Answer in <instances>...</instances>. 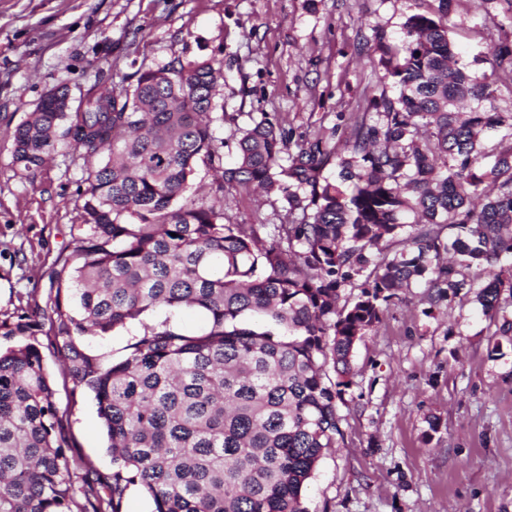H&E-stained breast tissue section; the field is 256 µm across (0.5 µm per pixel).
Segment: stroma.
I'll return each mask as SVG.
<instances>
[{
	"label": "stroma",
	"instance_id": "35a3bbf8",
	"mask_svg": "<svg viewBox=\"0 0 512 512\" xmlns=\"http://www.w3.org/2000/svg\"><path fill=\"white\" fill-rule=\"evenodd\" d=\"M435 0H0V320L45 304L50 270L76 245L83 161L58 146L38 166L19 167L15 128L50 90L72 97L94 83L121 91L140 64L217 59L224 79L215 124L232 161L234 128L268 116L293 139L336 124L385 84L364 38L398 43L407 17ZM450 36L463 61L512 41L502 8L455 0ZM287 202L239 190L229 211L239 224H279ZM512 296L494 318L472 295L433 308L424 291L393 299L355 350L344 394V443L320 462L305 490L310 512H512ZM41 351L64 433L77 457L75 490L112 472L91 395L73 381L48 331ZM440 417L437 432L428 420Z\"/></svg>",
	"mask_w": 512,
	"mask_h": 512
}]
</instances>
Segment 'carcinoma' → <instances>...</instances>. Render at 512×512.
Returning <instances> with one entry per match:
<instances>
[{
	"instance_id": "cac0c4a2",
	"label": "carcinoma",
	"mask_w": 512,
	"mask_h": 512,
	"mask_svg": "<svg viewBox=\"0 0 512 512\" xmlns=\"http://www.w3.org/2000/svg\"><path fill=\"white\" fill-rule=\"evenodd\" d=\"M449 2L409 16L399 46L376 37L397 95L382 88L345 140L338 123L295 142L264 115L237 129L224 166L214 59L142 65L105 107L97 85L75 109L59 86L17 126L26 169L61 140L87 160L108 151L85 169L80 235L53 264L46 308L0 329L49 324L73 391L96 401L113 468L76 500L42 354L18 345L0 353V512H121L132 486L154 512H309L303 489L344 441L355 347L398 293L423 286L433 303L473 288L496 311L512 288V112L486 102L494 80L512 82V46L489 74L463 62ZM201 166L214 197L186 195ZM247 186L282 196L288 223L229 219ZM183 306L206 314L203 332L146 321ZM134 322L120 355L85 345Z\"/></svg>"
}]
</instances>
